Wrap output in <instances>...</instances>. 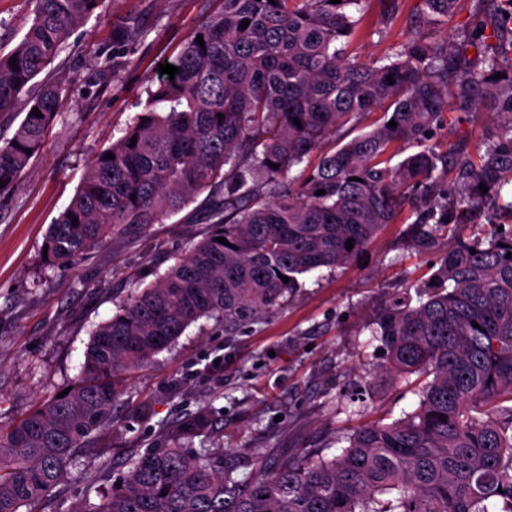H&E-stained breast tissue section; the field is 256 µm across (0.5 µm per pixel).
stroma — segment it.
<instances>
[{"label":"stroma","mask_w":512,"mask_h":512,"mask_svg":"<svg viewBox=\"0 0 512 512\" xmlns=\"http://www.w3.org/2000/svg\"><path fill=\"white\" fill-rule=\"evenodd\" d=\"M222 0H102L51 67L68 87L41 154L18 187L0 194V424L58 395L79 377L95 328L134 288L164 273L208 227L189 210L141 233L117 232L64 268L43 259L49 225L66 209L89 161L141 112L149 89ZM419 0H369L368 31L353 49L376 60L414 31L459 41L483 8L459 0L438 26L416 27ZM32 0H0V49H12L33 19ZM129 31L115 41V23ZM404 217L386 225L358 261L299 278L280 308L225 332L200 319L170 349L126 375L114 424L76 459L43 512H98L118 486L127 457L172 444L170 429L204 407L214 414L192 447L206 445L252 464L256 456L321 450L368 422L394 419L418 398L379 368L368 322L390 296L429 283L434 255L405 244ZM149 404L150 414L137 408Z\"/></svg>","instance_id":"stroma-1"}]
</instances>
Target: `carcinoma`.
<instances>
[{
  "mask_svg": "<svg viewBox=\"0 0 512 512\" xmlns=\"http://www.w3.org/2000/svg\"><path fill=\"white\" fill-rule=\"evenodd\" d=\"M33 2L31 25L0 53V113L28 94L42 116L26 112L0 145V193L18 186L59 115L63 86L37 77L102 0ZM366 2L223 0L172 62L175 78L160 80L87 165L46 236L48 265H70L116 230L157 224L205 190L211 229L97 327L66 395L0 427V512H35L57 492L113 423L123 372L203 317L232 331L280 307L298 276L351 263L402 211L407 246L437 257L436 286L393 295L370 327L382 370L418 394L415 410L356 429L331 459H261L249 473L211 448H149L126 460L99 512H512V223L488 233L471 223L485 208L512 218V0H489L490 25L456 44L416 33L378 61L349 51ZM420 2L418 20L431 26L456 0ZM456 106L502 122L476 148L442 147L433 139ZM375 112L369 130L303 165ZM207 423L202 411L176 434L195 438Z\"/></svg>",
  "mask_w": 512,
  "mask_h": 512,
  "instance_id": "carcinoma-1",
  "label": "carcinoma"
}]
</instances>
